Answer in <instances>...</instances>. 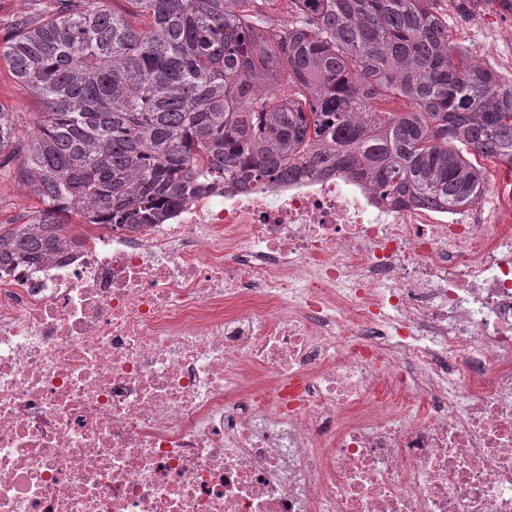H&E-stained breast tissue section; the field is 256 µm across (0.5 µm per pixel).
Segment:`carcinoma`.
Here are the masks:
<instances>
[{
  "instance_id": "carcinoma-1",
  "label": "carcinoma",
  "mask_w": 512,
  "mask_h": 512,
  "mask_svg": "<svg viewBox=\"0 0 512 512\" xmlns=\"http://www.w3.org/2000/svg\"><path fill=\"white\" fill-rule=\"evenodd\" d=\"M20 19L0 60L42 100L0 165L41 208L0 227V267L67 243L61 216L156 224L217 181L302 169L365 178L395 203L474 202L512 167V82L454 55L434 0H63Z\"/></svg>"
}]
</instances>
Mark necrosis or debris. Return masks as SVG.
<instances>
[{"label":"necrosis or debris","mask_w":512,"mask_h":512,"mask_svg":"<svg viewBox=\"0 0 512 512\" xmlns=\"http://www.w3.org/2000/svg\"><path fill=\"white\" fill-rule=\"evenodd\" d=\"M0 512H512V226L300 172L0 269Z\"/></svg>","instance_id":"obj_1"}]
</instances>
